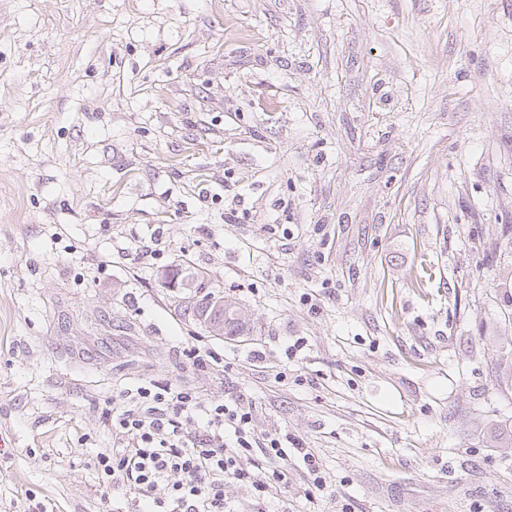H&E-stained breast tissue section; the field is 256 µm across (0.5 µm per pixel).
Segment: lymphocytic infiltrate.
<instances>
[{"mask_svg": "<svg viewBox=\"0 0 512 512\" xmlns=\"http://www.w3.org/2000/svg\"><path fill=\"white\" fill-rule=\"evenodd\" d=\"M254 405L240 396L206 402L191 389L151 382L124 388L112 401L113 448L101 472L128 488L140 512H235L224 498L228 482L249 484L256 505L288 486V460L307 472V493L324 491L321 463L288 433L256 435ZM269 462L255 475L256 456Z\"/></svg>", "mask_w": 512, "mask_h": 512, "instance_id": "1", "label": "lymphocytic infiltrate"}]
</instances>
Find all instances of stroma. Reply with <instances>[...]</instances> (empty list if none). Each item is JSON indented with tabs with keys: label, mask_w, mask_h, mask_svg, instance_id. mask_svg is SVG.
Instances as JSON below:
<instances>
[{
	"label": "stroma",
	"mask_w": 512,
	"mask_h": 512,
	"mask_svg": "<svg viewBox=\"0 0 512 512\" xmlns=\"http://www.w3.org/2000/svg\"><path fill=\"white\" fill-rule=\"evenodd\" d=\"M511 271L512 0H0V512H132L142 380L312 448L267 512H512ZM205 295L190 304L194 316L199 317L216 336H240L243 333L245 320L240 308L232 299L217 298ZM492 349L497 354L496 358V382L498 386H510L512 389V340L509 343L510 349L507 350L505 346L492 345Z\"/></svg>",
	"instance_id": "stroma-1"
}]
</instances>
